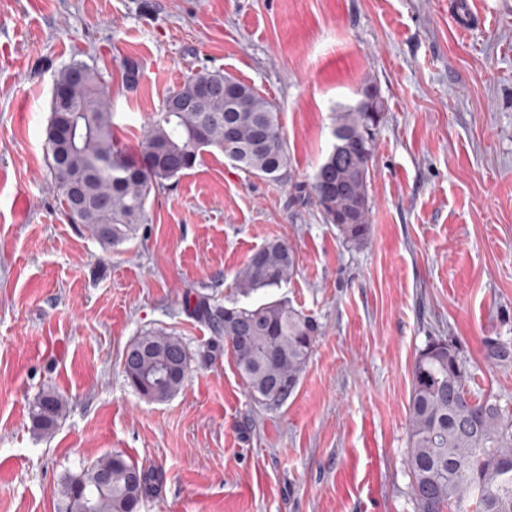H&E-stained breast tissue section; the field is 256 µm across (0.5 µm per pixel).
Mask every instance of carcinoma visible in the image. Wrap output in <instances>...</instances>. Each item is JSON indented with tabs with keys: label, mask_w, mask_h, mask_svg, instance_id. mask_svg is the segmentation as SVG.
I'll use <instances>...</instances> for the list:
<instances>
[{
	"label": "carcinoma",
	"mask_w": 512,
	"mask_h": 512,
	"mask_svg": "<svg viewBox=\"0 0 512 512\" xmlns=\"http://www.w3.org/2000/svg\"><path fill=\"white\" fill-rule=\"evenodd\" d=\"M55 85L68 91L72 110L48 117L46 130L62 132L61 139L46 144L53 186L67 221L86 227L106 249L134 238L151 190L179 178L205 152L223 154L255 178L286 179L290 157L276 106L221 70L196 71L169 91L166 99H179L185 108L155 113L135 156L112 132L110 96L96 69L87 66L76 79L66 66ZM382 112L376 91L367 85L355 104L336 113L333 149L299 196L353 246L364 244L370 233L368 182ZM65 174L84 185L77 219ZM297 266L290 244L268 241L237 273V298L230 305L214 311L203 296L195 305L198 316L224 337L252 399L269 407L295 390L321 325L284 298L245 305L239 298L281 287ZM486 356L494 363L511 362L512 342L487 339ZM190 361L181 338L153 331L128 345L123 372L143 398L164 402L184 387ZM467 378L459 352L443 337L429 339L415 358L407 435L415 512H512V402L472 395ZM65 408L57 392L42 393L30 409L33 430L53 431ZM159 481L158 472L111 452L63 478V512H139Z\"/></svg>",
	"instance_id": "cac0c4a2"
}]
</instances>
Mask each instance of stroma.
I'll list each match as a JSON object with an SVG mask.
<instances>
[{"instance_id": "stroma-1", "label": "stroma", "mask_w": 512, "mask_h": 512, "mask_svg": "<svg viewBox=\"0 0 512 512\" xmlns=\"http://www.w3.org/2000/svg\"><path fill=\"white\" fill-rule=\"evenodd\" d=\"M74 62L101 73L130 147L192 72L253 85L280 110L291 180L204 153L150 193L134 239L103 248L63 217L46 163ZM368 85L384 106L371 230L349 247L296 196ZM274 239L298 271L252 300L285 298L321 334L267 407L193 307L227 304ZM151 330L192 354L161 403L122 372ZM432 336L457 347L471 394L512 401V363L484 345L512 339V0H0V512H60L62 478L112 451L161 476L140 512H414L411 369ZM47 388L66 415L40 435L29 408Z\"/></svg>"}]
</instances>
